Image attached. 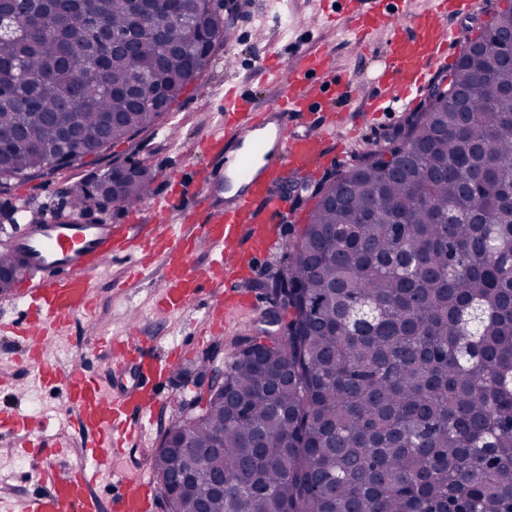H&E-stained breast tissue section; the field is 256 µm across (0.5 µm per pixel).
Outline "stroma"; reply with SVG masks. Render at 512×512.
Returning a JSON list of instances; mask_svg holds the SVG:
<instances>
[{
    "label": "stroma",
    "mask_w": 512,
    "mask_h": 512,
    "mask_svg": "<svg viewBox=\"0 0 512 512\" xmlns=\"http://www.w3.org/2000/svg\"><path fill=\"white\" fill-rule=\"evenodd\" d=\"M350 25L347 0H250L247 12L238 17L228 38L236 48L234 66L224 68V52L216 50L207 69L188 88L180 107L168 114L167 123L178 124L180 128L178 142L172 145L165 141L164 130L159 127L139 136L134 144L120 147L119 157L150 168L155 176L152 193L156 196L164 193L170 177L189 178L197 167L207 162L200 142L221 119L225 90L231 86L251 90L260 103L271 104L274 91L261 85L260 65L285 61L295 48L333 50L337 75L350 80L361 92H369L370 78L386 54L389 35L375 31L371 37L372 52L363 55L352 41ZM348 115V124L338 132L337 147L350 163L356 156L383 145L387 133L404 119L400 112L364 111L358 102L349 108ZM98 171V166L94 165L63 172L45 182L14 185L9 193L16 208L14 223L52 222L58 214L68 211L72 194ZM312 206L307 192L291 193L288 219L282 229L284 242L257 262L250 276L251 283L268 282L282 271L285 243L305 224ZM14 223L0 222V239L13 233ZM162 288L158 275L133 280L128 278L124 263H113L95 278L96 323L90 326L76 318L62 333L58 350L60 364H67L74 355L84 354L87 370L116 392L130 383V374L127 369L99 358L93 338L127 335L132 310L140 311L141 327L155 339L159 351L178 349L182 352L180 370L169 380L163 402L145 423L137 443L116 458L111 471L98 473L95 490L106 500L117 494L121 475H150L149 458L159 445L161 432L195 395L201 383L202 358L215 340L223 339L225 352H232L234 339L252 335L257 320L271 306L265 296L256 304L241 299L225 309L224 330L221 336L214 337L205 332L204 310H196L185 317L156 314L154 302ZM1 374L11 377L13 386L0 390V413L19 409L37 417L43 424L44 434L71 438L73 412L63 393L40 384L34 372L19 363L16 343L6 338H0ZM25 440V432L0 431V498L13 512H21L25 499L38 489L34 472L40 461L23 452Z\"/></svg>",
    "instance_id": "35a3bbf8"
}]
</instances>
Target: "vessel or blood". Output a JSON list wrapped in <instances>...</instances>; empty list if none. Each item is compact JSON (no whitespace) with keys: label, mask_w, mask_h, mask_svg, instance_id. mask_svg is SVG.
I'll list each match as a JSON object with an SVG mask.
<instances>
[{"label":"vessel or blood","mask_w":512,"mask_h":512,"mask_svg":"<svg viewBox=\"0 0 512 512\" xmlns=\"http://www.w3.org/2000/svg\"><path fill=\"white\" fill-rule=\"evenodd\" d=\"M358 22L355 41L368 49L367 36L386 30L390 50L364 101L370 112L409 107L436 67L448 61L449 43L458 41L447 26V0H433L421 14H409L408 0L380 9L376 0H351ZM262 81L276 92L265 107L237 91L224 94V115L209 132L202 150L210 163L193 176L194 192L177 181L171 195L132 208L125 224H31L9 241L25 258L31 275L25 281L26 314L21 321L0 322V335L21 336L28 344L22 363L36 368L40 381L66 396L75 416V431L92 451L91 464L61 471L43 467L36 473L41 492L28 498L23 512H150L153 484L141 477L122 479V493L104 503L93 489L94 470L111 466L129 446L137 420L160 400L157 389L174 368L173 353L157 354L153 345L132 337L100 339L104 357L117 358L133 370L137 381L124 394H105L84 367L65 368L56 360L59 327L73 317L93 321L96 315L94 276L113 261L125 260L135 274L159 272L165 313L183 315L205 306L210 329L222 324L223 295L205 301L204 288L223 280L225 271L252 267L282 241L288 217L283 188L290 176L314 173L332 157L336 100L357 97L356 88L335 74L333 54L326 49L297 50L282 64L262 65ZM321 113L313 129L289 134L290 126ZM223 182L225 199L216 204L210 189ZM173 215L163 224H146L145 210Z\"/></svg>","instance_id":"obj_1"}]
</instances>
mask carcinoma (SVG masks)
Returning a JSON list of instances; mask_svg holds the SVG:
<instances>
[{"mask_svg":"<svg viewBox=\"0 0 512 512\" xmlns=\"http://www.w3.org/2000/svg\"><path fill=\"white\" fill-rule=\"evenodd\" d=\"M189 15L149 32L133 0H50L47 23L0 44V133L24 140L0 157V188L82 165L51 113L85 130L113 112L112 144H130L179 105L224 44L197 0H155ZM140 29L132 55L85 53L92 18ZM512 29V2L481 34ZM469 93L427 101L381 149L318 185L288 242L272 326L245 338L224 371V400L173 421L191 430L195 492L224 474L211 512H512V99L483 89L467 60L449 69ZM129 176L112 182V173ZM146 165L112 159L79 187L78 216L106 193L121 209L150 195ZM155 478L184 465L156 451Z\"/></svg>","mask_w":512,"mask_h":512,"instance_id":"carcinoma-1","label":"carcinoma"}]
</instances>
